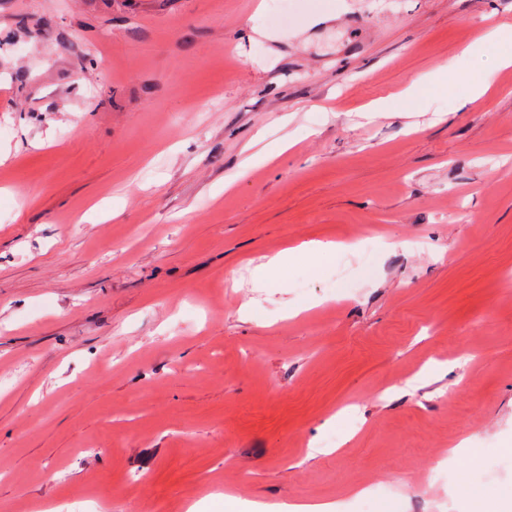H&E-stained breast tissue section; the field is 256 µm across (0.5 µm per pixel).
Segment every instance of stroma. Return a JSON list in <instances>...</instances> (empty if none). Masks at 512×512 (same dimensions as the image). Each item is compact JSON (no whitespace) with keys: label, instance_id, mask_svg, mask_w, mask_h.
Returning a JSON list of instances; mask_svg holds the SVG:
<instances>
[{"label":"stroma","instance_id":"1","mask_svg":"<svg viewBox=\"0 0 512 512\" xmlns=\"http://www.w3.org/2000/svg\"><path fill=\"white\" fill-rule=\"evenodd\" d=\"M503 23L512 0H0V512L512 501ZM260 130L294 144L242 170ZM311 240L346 248L253 286Z\"/></svg>","mask_w":512,"mask_h":512}]
</instances>
